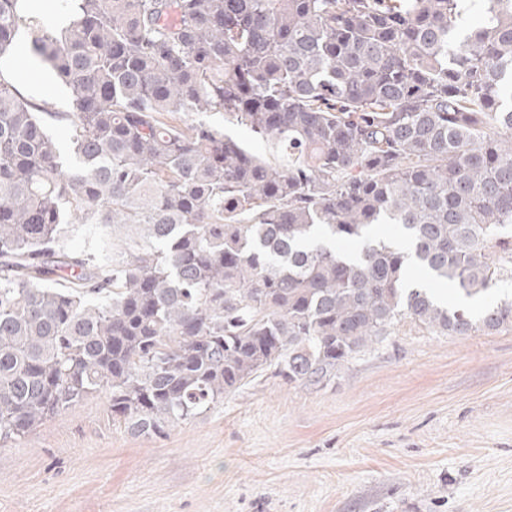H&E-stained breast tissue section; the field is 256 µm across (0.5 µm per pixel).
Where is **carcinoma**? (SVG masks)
Listing matches in <instances>:
<instances>
[{
	"label": "carcinoma",
	"instance_id": "1",
	"mask_svg": "<svg viewBox=\"0 0 512 512\" xmlns=\"http://www.w3.org/2000/svg\"><path fill=\"white\" fill-rule=\"evenodd\" d=\"M30 2L0 0V58L30 28L72 99L0 71V443L103 391L162 437L270 369L328 382L407 319L512 328L511 301L407 277L512 283V0L465 33L459 0H64L60 32ZM160 118L165 122L174 124L190 123L195 119H204L216 126L221 127L226 133L233 134L244 140L249 145V147L263 159L273 160L275 157L282 162L281 154L274 144V141L253 140L244 127L233 125L227 118L224 119V113L222 112H207L206 114L199 115L195 114L194 112H190V114L179 113L174 115L164 113L162 116H160Z\"/></svg>",
	"mask_w": 512,
	"mask_h": 512
}]
</instances>
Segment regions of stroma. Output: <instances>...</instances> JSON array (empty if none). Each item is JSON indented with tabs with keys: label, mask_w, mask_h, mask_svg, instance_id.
<instances>
[{
	"label": "stroma",
	"mask_w": 512,
	"mask_h": 512,
	"mask_svg": "<svg viewBox=\"0 0 512 512\" xmlns=\"http://www.w3.org/2000/svg\"><path fill=\"white\" fill-rule=\"evenodd\" d=\"M0 512H512V329L403 321L326 384L267 373L164 437L94 394L0 445Z\"/></svg>",
	"instance_id": "obj_1"
}]
</instances>
